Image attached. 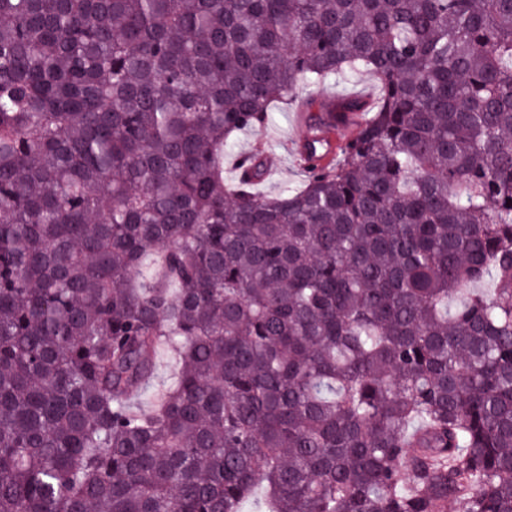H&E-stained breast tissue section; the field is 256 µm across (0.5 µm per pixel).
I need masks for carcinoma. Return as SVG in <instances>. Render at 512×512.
Listing matches in <instances>:
<instances>
[{
  "instance_id": "1",
  "label": "carcinoma",
  "mask_w": 512,
  "mask_h": 512,
  "mask_svg": "<svg viewBox=\"0 0 512 512\" xmlns=\"http://www.w3.org/2000/svg\"><path fill=\"white\" fill-rule=\"evenodd\" d=\"M249 501L512 512V0H0V512ZM314 92V96L317 98H336L352 93L375 96L378 94V89L372 76L367 71L359 70L346 82L339 84L331 82L319 91ZM296 102L294 100L285 106L284 112H273L272 121L261 133H241L234 145L224 151V171L228 172L233 167L239 155L256 149H267L277 154L281 161L257 190L262 195L275 196L285 186L298 184L303 178L294 150V143L299 136L296 112L305 128L303 137L296 142L297 153H301L305 144L313 139H324L331 145L332 151L329 155L320 154L315 157L316 166L325 165L336 152V147L353 137L362 121L359 112H322L321 125L313 126L309 112L322 106L328 108L332 99H326L325 102L319 100L317 103L304 101L301 105L302 112L295 109Z\"/></svg>"
}]
</instances>
